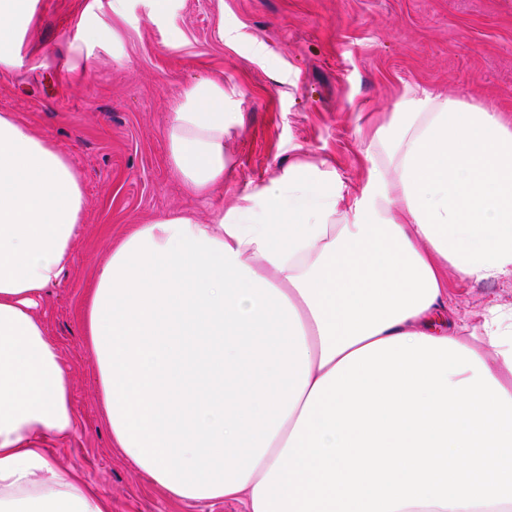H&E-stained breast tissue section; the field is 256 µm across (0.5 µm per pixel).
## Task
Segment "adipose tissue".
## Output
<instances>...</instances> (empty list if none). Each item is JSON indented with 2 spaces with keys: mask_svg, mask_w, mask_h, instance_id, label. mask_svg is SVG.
Listing matches in <instances>:
<instances>
[{
  "mask_svg": "<svg viewBox=\"0 0 512 512\" xmlns=\"http://www.w3.org/2000/svg\"><path fill=\"white\" fill-rule=\"evenodd\" d=\"M37 0H0V70ZM86 10L69 61L117 43ZM241 124L212 79L172 101L187 192L224 181ZM348 189L295 161L242 203L135 225L82 326L112 443L176 501L248 512H512V305L446 329L448 282L512 275V121L407 89ZM85 210L69 159L0 113V512H106L45 446L76 429L72 371L37 309Z\"/></svg>",
  "mask_w": 512,
  "mask_h": 512,
  "instance_id": "1",
  "label": "adipose tissue"
}]
</instances>
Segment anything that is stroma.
I'll return each mask as SVG.
<instances>
[{"mask_svg":"<svg viewBox=\"0 0 512 512\" xmlns=\"http://www.w3.org/2000/svg\"><path fill=\"white\" fill-rule=\"evenodd\" d=\"M91 0H38L16 67L0 71V113L50 139L82 176L86 208L74 262L42 308L70 364L76 432L56 465L83 477L109 512H246L239 501L189 507L138 476L112 444L81 311L94 271L132 225L181 211L209 219L299 157L326 159L347 186L361 176L355 129L410 87L512 115V0H126L121 42L76 70L68 46ZM183 41L165 43L169 28ZM230 38H220L222 28ZM203 79L223 83L242 115L224 183L206 198L170 166L171 101ZM512 304V276L448 284V305L477 321Z\"/></svg>","mask_w":512,"mask_h":512,"instance_id":"35a3bbf8","label":"stroma"}]
</instances>
